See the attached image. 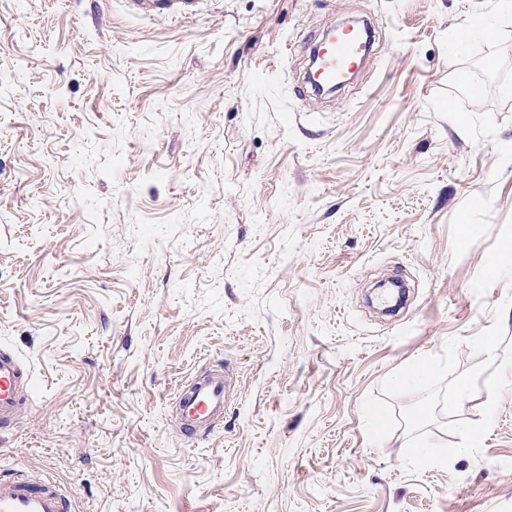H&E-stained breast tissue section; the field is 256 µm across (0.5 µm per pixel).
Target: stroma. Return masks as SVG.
<instances>
[{
  "label": "stroma",
  "mask_w": 512,
  "mask_h": 512,
  "mask_svg": "<svg viewBox=\"0 0 512 512\" xmlns=\"http://www.w3.org/2000/svg\"><path fill=\"white\" fill-rule=\"evenodd\" d=\"M499 0H0V347L34 382L0 471L73 512H512V368L482 453L410 474L384 381L512 291L472 283L512 217ZM365 18L332 98L312 45ZM489 40L457 45L477 20ZM502 319L512 344V309ZM233 376L187 442L179 383ZM136 13L148 15H165L181 19L192 14L198 0H128Z\"/></svg>",
  "instance_id": "1"
}]
</instances>
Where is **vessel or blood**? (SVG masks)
<instances>
[{
	"label": "vessel or blood",
	"mask_w": 512,
	"mask_h": 512,
	"mask_svg": "<svg viewBox=\"0 0 512 512\" xmlns=\"http://www.w3.org/2000/svg\"><path fill=\"white\" fill-rule=\"evenodd\" d=\"M140 14L180 19L192 14L198 0H130ZM317 66L308 78L312 90L339 87L347 82L365 56L362 34L352 28L334 27L311 49ZM32 394L30 373L20 357L0 348V426L11 425L19 406ZM230 403L226 372L210 370L183 381L176 392L174 411L182 433L191 439L212 434L224 424ZM0 512H71V494L48 480L32 478L26 470L13 469L0 477Z\"/></svg>",
	"instance_id": "obj_1"
}]
</instances>
